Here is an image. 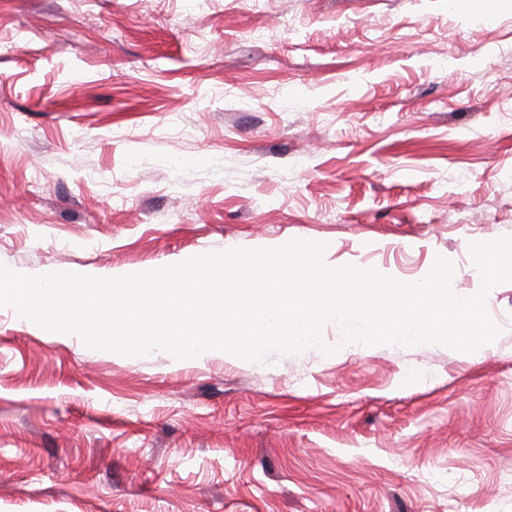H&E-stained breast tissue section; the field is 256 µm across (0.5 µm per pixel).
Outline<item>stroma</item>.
<instances>
[{"label":"stroma","mask_w":512,"mask_h":512,"mask_svg":"<svg viewBox=\"0 0 512 512\" xmlns=\"http://www.w3.org/2000/svg\"><path fill=\"white\" fill-rule=\"evenodd\" d=\"M0 0V263L512 235V0ZM259 28L263 40L250 39ZM479 357H123L0 308V512H512V283Z\"/></svg>","instance_id":"1"}]
</instances>
